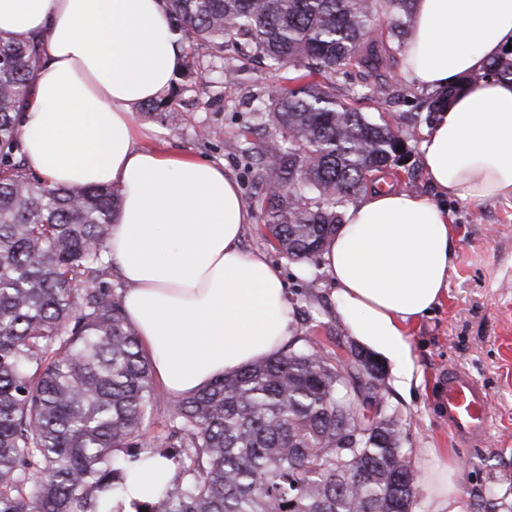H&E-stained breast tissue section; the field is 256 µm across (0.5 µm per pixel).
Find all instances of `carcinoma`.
Segmentation results:
<instances>
[{"label":"carcinoma","instance_id":"1","mask_svg":"<svg viewBox=\"0 0 512 512\" xmlns=\"http://www.w3.org/2000/svg\"><path fill=\"white\" fill-rule=\"evenodd\" d=\"M180 35V83L142 110L181 120L174 97L195 88L198 51L224 48L275 70L321 81L257 97L282 145L259 158L251 199L272 246L309 259L342 223L338 208L368 190L375 172L408 182L405 142L431 123L445 94L403 122L363 112L381 104L389 54L372 35L387 20L403 44L413 0H164ZM41 38L0 32V512H100L128 473L149 459L178 463L161 493L133 512H412L416 472L401 426L353 413L366 396L357 372L333 364L308 338L166 400L167 433L146 440L160 403L152 363L112 280L105 243L120 207L112 188L53 187L23 162L22 110L43 62ZM356 67L361 82L338 77ZM512 77V50L465 84Z\"/></svg>","mask_w":512,"mask_h":512}]
</instances>
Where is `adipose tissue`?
Returning a JSON list of instances; mask_svg holds the SVG:
<instances>
[{
    "instance_id": "1",
    "label": "adipose tissue",
    "mask_w": 512,
    "mask_h": 512,
    "mask_svg": "<svg viewBox=\"0 0 512 512\" xmlns=\"http://www.w3.org/2000/svg\"><path fill=\"white\" fill-rule=\"evenodd\" d=\"M0 31L45 42L24 108L25 165L53 186L113 187L121 207L106 250L123 308L165 393L188 396L224 373L279 353L292 334L280 269L242 247L253 214L223 165L148 147L134 111L179 64L162 0H0ZM512 45V0H414L400 57L413 84L452 91L420 141L437 198L402 186L369 190L319 253L348 332L393 364V384L419 385L410 326L448 293L456 226L443 201L512 195V79L483 71ZM480 75L469 90L461 79ZM420 454L419 512H460L459 467ZM170 465L137 469L102 512H130Z\"/></svg>"
}]
</instances>
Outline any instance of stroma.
Listing matches in <instances>:
<instances>
[{
	"label": "stroma",
	"instance_id": "35a3bbf8",
	"mask_svg": "<svg viewBox=\"0 0 512 512\" xmlns=\"http://www.w3.org/2000/svg\"><path fill=\"white\" fill-rule=\"evenodd\" d=\"M235 68L232 83L214 94L206 81L186 93L179 109L184 120L168 125L136 112L137 123L157 131L153 147L223 164L235 178L243 199L257 190L253 173L244 166L240 148L251 143L266 153L281 141L273 127H261L253 95L287 84L286 72H275L226 51ZM248 138H241V130ZM459 230L455 267L448 296L441 306L410 328L412 347L423 370V383L410 394L386 385L384 408L402 427L401 445L420 465L423 448H444L460 463V505L463 512H482L487 489H494L496 512H512V197L471 205L449 201ZM242 247L260 252L280 267L293 308L295 336H315L324 350L337 343L355 345L330 300L332 285L318 259L292 261L277 252L261 222L247 226ZM316 289H309V282ZM469 372L492 398L493 428L487 443L469 447L448 428L441 410L442 385L449 368Z\"/></svg>",
	"mask_w": 512,
	"mask_h": 512
}]
</instances>
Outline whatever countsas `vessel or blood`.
Instances as JSON below:
<instances>
[{
	"instance_id": "1",
	"label": "vessel or blood",
	"mask_w": 512,
	"mask_h": 512,
	"mask_svg": "<svg viewBox=\"0 0 512 512\" xmlns=\"http://www.w3.org/2000/svg\"><path fill=\"white\" fill-rule=\"evenodd\" d=\"M443 399L449 429L462 442L480 444L490 429L491 398L487 389L468 373L452 371Z\"/></svg>"
}]
</instances>
